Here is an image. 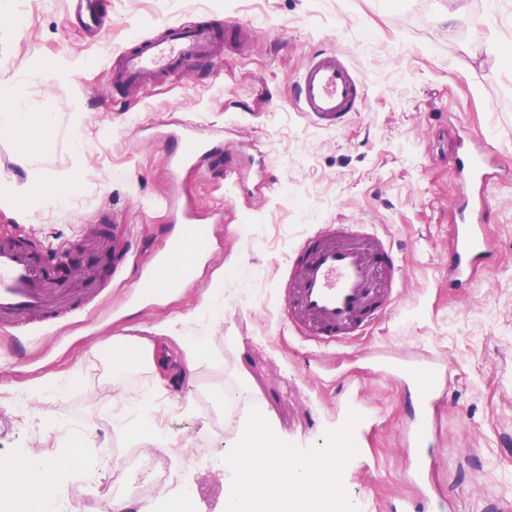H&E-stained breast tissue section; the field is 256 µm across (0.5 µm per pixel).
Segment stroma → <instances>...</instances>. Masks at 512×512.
<instances>
[{"instance_id":"stroma-1","label":"stroma","mask_w":512,"mask_h":512,"mask_svg":"<svg viewBox=\"0 0 512 512\" xmlns=\"http://www.w3.org/2000/svg\"><path fill=\"white\" fill-rule=\"evenodd\" d=\"M3 15L13 22L0 25V103L35 108L52 124L47 147L28 163L13 132L0 129V184L69 176L76 188L64 205L25 210L0 194V228L21 226L50 247L80 244V268L58 279L77 291L93 272L101 304L0 366V460L35 449L55 458L48 439L19 431L5 399L44 378L84 375L68 407L88 417L115 389L129 400L156 391L176 439L207 437L200 398L219 378L234 389L239 418L215 447L281 446L322 470L339 434L350 432L339 502L383 512L415 490L399 442L402 400L366 354L431 351L450 380L433 452L437 480L458 512L512 499V0H463L451 24L436 0H112V23L93 44L71 25L66 0H0ZM200 18L218 28L252 21L258 30L250 45L230 44L221 59L140 92L107 81L131 37L158 38L166 24ZM336 48L365 78L368 101L343 128L322 130L298 111L292 86L313 54ZM186 120L228 155L236 187L207 158L170 177L174 133ZM468 131L491 134L486 222L497 252L486 279L452 288L450 197ZM172 196L216 222L219 245L198 266L196 287L125 302L128 283L114 280L111 251L84 239L130 225L135 260L148 262L164 244ZM322 224L389 233L402 250L403 287L399 307L374 329L319 359L284 327L271 288L290 246ZM216 285L221 317L187 321ZM166 322L207 348L187 388L159 384L144 356L123 370L105 357L112 337L145 336ZM174 462L197 512H225V475Z\"/></svg>"}]
</instances>
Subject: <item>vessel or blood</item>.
<instances>
[{"instance_id": "1", "label": "vessel or blood", "mask_w": 512, "mask_h": 512, "mask_svg": "<svg viewBox=\"0 0 512 512\" xmlns=\"http://www.w3.org/2000/svg\"><path fill=\"white\" fill-rule=\"evenodd\" d=\"M71 18L90 35L100 33L111 19V0H68ZM216 28L206 21L168 24L164 38H146L138 47L121 52L110 81L143 85L155 77L211 58ZM367 89L351 61L335 49L315 53L295 82L294 100L313 125L335 130L366 103ZM180 149L172 158L173 172L195 165L209 151L195 130L182 132ZM487 146L470 134L459 159L451 208L455 215L448 252V281L465 288L487 270L495 256L484 216L489 207L490 174ZM165 208L171 235L164 252L148 268L140 269L130 299L159 300L190 287L201 260L213 250V232L188 205L170 198ZM116 272L132 266V241L127 225L117 224L111 237ZM58 252L40 250L21 233L0 234V335L7 346L1 355L22 358L31 332L53 334L63 322L82 314V306L60 288L54 268ZM274 292L290 331L319 349H330L367 334L395 306L400 297L399 255L388 235L364 231L359 224H326L292 246L288 263ZM376 371L395 383L404 400L407 425L404 444L410 450L409 472L417 494L390 502L388 512H429L446 505L430 477L429 449L439 433V406L447 376L433 356H394L372 352Z\"/></svg>"}]
</instances>
